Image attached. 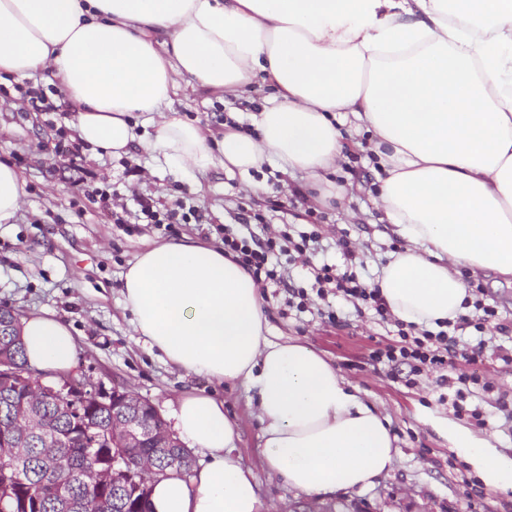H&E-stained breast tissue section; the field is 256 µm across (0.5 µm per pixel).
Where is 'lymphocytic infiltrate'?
Segmentation results:
<instances>
[{
    "mask_svg": "<svg viewBox=\"0 0 512 512\" xmlns=\"http://www.w3.org/2000/svg\"><path fill=\"white\" fill-rule=\"evenodd\" d=\"M141 219L147 224H176L179 221L203 223V214L195 208L184 209L182 202L167 203L150 198L139 199ZM252 220L260 224V231L246 230L239 233L224 232V252L249 271L260 284L273 283L286 288L290 299L295 300L297 309L316 308L321 319L334 325H342L340 309L328 304V297L350 303L354 308L366 307L373 310L379 320L393 321L394 316L378 285L361 279L354 270L337 271L325 265L315 275V295H308L304 288L289 279L287 268L281 266L278 255H287L289 260L308 261L318 249L322 237L320 229L292 238L287 232H275L264 228L265 217L253 213ZM483 330V321L470 322L461 316L456 320L438 322L436 329L410 326L399 329L400 341L382 349L372 351L375 362L387 361L408 366L412 375L419 376L437 369L451 367L454 358H462L474 364L484 355L483 345H460L459 332L467 327Z\"/></svg>",
    "mask_w": 512,
    "mask_h": 512,
    "instance_id": "1",
    "label": "lymphocytic infiltrate"
}]
</instances>
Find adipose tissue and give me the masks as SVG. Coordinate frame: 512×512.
Masks as SVG:
<instances>
[{"label":"adipose tissue","instance_id":"1","mask_svg":"<svg viewBox=\"0 0 512 512\" xmlns=\"http://www.w3.org/2000/svg\"><path fill=\"white\" fill-rule=\"evenodd\" d=\"M38 76L75 114L77 136L110 155L143 144L170 170L214 168L246 191L264 167L333 177L368 138L374 203L401 240L378 280L392 313L431 327L467 314L471 278H512V0H0V83ZM262 100L255 134L228 113L216 134L183 118L186 88ZM26 196L0 159V224ZM124 306L150 349L186 373L257 390L264 458L294 491L359 492L397 449L380 412L307 346L269 337L260 286L223 247L191 237L155 244L121 276ZM24 358L66 374L80 348L45 311L19 319ZM178 440L205 451L192 476L151 482L150 512H262L256 477L235 456L223 401L181 397ZM486 486L512 489V459L448 429Z\"/></svg>","mask_w":512,"mask_h":512}]
</instances>
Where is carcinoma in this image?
<instances>
[{
  "label": "carcinoma",
  "mask_w": 512,
  "mask_h": 512,
  "mask_svg": "<svg viewBox=\"0 0 512 512\" xmlns=\"http://www.w3.org/2000/svg\"><path fill=\"white\" fill-rule=\"evenodd\" d=\"M0 357L25 373L22 382L0 387V437L21 428L18 407L41 381L28 367L17 336L0 329ZM66 396L50 395L43 404L47 432L28 439V460L17 468L7 455L0 456V502L7 512H146L149 481L136 473L143 459L153 463V474L170 470L187 473L193 466L190 452L178 442L171 448H128L125 469L127 485L117 489L94 484L87 475L89 453L111 460L112 440L92 450L84 443L85 429L112 431V411L88 404L82 414L71 411Z\"/></svg>",
  "instance_id": "1"
}]
</instances>
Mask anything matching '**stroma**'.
I'll return each instance as SVG.
<instances>
[{
    "instance_id": "stroma-1",
    "label": "stroma",
    "mask_w": 512,
    "mask_h": 512,
    "mask_svg": "<svg viewBox=\"0 0 512 512\" xmlns=\"http://www.w3.org/2000/svg\"><path fill=\"white\" fill-rule=\"evenodd\" d=\"M179 99L185 118L216 133L224 129L217 115L257 109L243 100L222 103L190 88ZM61 131L71 138L76 135L68 107L49 114L16 112L0 95V154L9 157L26 182L22 209L9 223L0 224V309L19 316L48 310L69 323L81 348L73 378L87 380L104 392L123 387L149 402L169 425L181 394L204 392L222 400L240 433L236 454L253 471L265 512H512V489L488 488L444 431L446 423L461 425L490 438L501 453L512 457V424L505 421L498 402L499 394L512 396V362L489 350L481 364L462 365V372H476L493 390L472 398L482 421L460 417L450 403L440 401L435 377L423 376L411 385L406 368L370 360L372 350L397 343L395 327L365 313L351 316L348 326L339 329L310 313L288 311L282 294L269 287L263 294L271 339L305 344L336 366L388 419L397 446L391 471L361 493L307 497L272 478L263 456L254 386L243 380L219 383L187 374L150 349L123 308L121 275L137 254L156 243L188 235L203 244H221L225 225L240 223L244 213L265 209L268 202L286 201L291 188H307V179L300 174L287 181L269 168L263 175V193L253 195L244 190L239 175L214 169L197 189L167 168L153 165L142 147H132L120 157L86 152L85 179L114 187L123 195L128 213H136L138 197L177 196L209 218L205 224L125 228L113 224L78 186L58 176L65 163L53 146ZM133 164L140 166V174L130 173ZM335 180L348 186L349 192L341 199L314 203L327 235L315 263L344 267V256L333 243L344 231L362 246L363 276H375L399 244L384 235L372 199L375 176L362 154L352 152ZM480 285L482 302L495 309L498 323L509 328L508 333L496 334L494 342L510 348L512 279L492 274Z\"/></svg>"
}]
</instances>
